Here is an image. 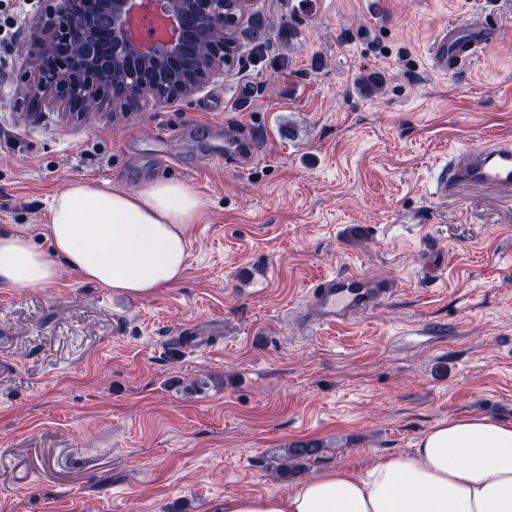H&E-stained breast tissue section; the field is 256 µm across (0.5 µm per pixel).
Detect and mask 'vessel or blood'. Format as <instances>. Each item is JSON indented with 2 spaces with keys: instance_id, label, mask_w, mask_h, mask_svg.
Wrapping results in <instances>:
<instances>
[{
  "instance_id": "b4317fda",
  "label": "vessel or blood",
  "mask_w": 512,
  "mask_h": 512,
  "mask_svg": "<svg viewBox=\"0 0 512 512\" xmlns=\"http://www.w3.org/2000/svg\"><path fill=\"white\" fill-rule=\"evenodd\" d=\"M483 33V24L477 19L440 32L430 53L433 68L443 73L463 70L479 53ZM257 152V146L244 149L228 139L213 147L211 158L220 163L227 157L240 156L250 162ZM461 185L481 186L511 196L512 143H483L458 151L441 170L436 190L445 193ZM393 288L391 280L381 277L360 273L326 275L307 290L303 317L314 328L347 324L384 304Z\"/></svg>"
}]
</instances>
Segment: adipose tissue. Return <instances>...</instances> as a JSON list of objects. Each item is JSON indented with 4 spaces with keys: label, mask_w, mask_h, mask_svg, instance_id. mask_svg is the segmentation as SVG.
Listing matches in <instances>:
<instances>
[{
    "label": "adipose tissue",
    "mask_w": 512,
    "mask_h": 512,
    "mask_svg": "<svg viewBox=\"0 0 512 512\" xmlns=\"http://www.w3.org/2000/svg\"><path fill=\"white\" fill-rule=\"evenodd\" d=\"M202 209L179 181L136 190L72 183L49 204L50 252L27 235L0 233V289L53 284L66 266L100 287L153 295L182 278L187 230ZM224 512H512V424L453 417L365 474L328 468L285 495L225 496Z\"/></svg>",
    "instance_id": "1"
}]
</instances>
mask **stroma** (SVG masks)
<instances>
[{
    "label": "stroma",
    "mask_w": 512,
    "mask_h": 512,
    "mask_svg": "<svg viewBox=\"0 0 512 512\" xmlns=\"http://www.w3.org/2000/svg\"><path fill=\"white\" fill-rule=\"evenodd\" d=\"M251 11L267 44L187 100L118 118L23 114L22 61L0 49L1 233L50 251L49 203L80 181L176 180L204 201L173 287L139 297L66 269L0 290V512H221L229 494L365 472L452 417L512 424V198L434 192L454 150L512 141V0ZM477 13L492 39L466 71H435L436 35ZM233 134L259 148L249 169L209 157ZM350 270L396 291L303 328L308 287ZM189 328L197 346L178 341ZM313 439L322 456L281 475L289 444Z\"/></svg>",
    "instance_id": "1"
}]
</instances>
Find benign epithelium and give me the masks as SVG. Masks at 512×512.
Wrapping results in <instances>:
<instances>
[{"instance_id":"obj_1","label":"benign epithelium","mask_w":512,"mask_h":512,"mask_svg":"<svg viewBox=\"0 0 512 512\" xmlns=\"http://www.w3.org/2000/svg\"><path fill=\"white\" fill-rule=\"evenodd\" d=\"M40 34L17 45L21 109L30 102L71 119L73 94L105 109L114 82L138 87L137 107L187 99L224 67V0H42Z\"/></svg>"}]
</instances>
